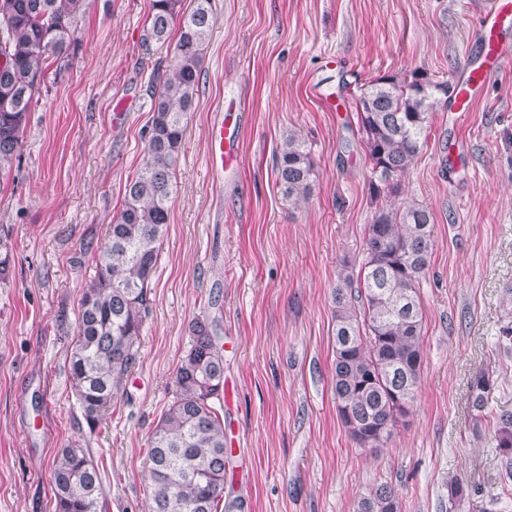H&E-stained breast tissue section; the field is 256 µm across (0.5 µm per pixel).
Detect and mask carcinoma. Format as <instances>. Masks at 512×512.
<instances>
[{"label":"carcinoma","instance_id":"1","mask_svg":"<svg viewBox=\"0 0 512 512\" xmlns=\"http://www.w3.org/2000/svg\"><path fill=\"white\" fill-rule=\"evenodd\" d=\"M86 9V0H0L1 181L20 163L28 114L50 72L61 71L75 55L77 24ZM215 24L211 0H194L188 11L182 0H152L144 44L164 42L174 32V53L153 69L146 154L126 181L116 222L94 251L95 274L81 298L70 355L72 393L91 431L136 363L152 310L158 247L170 224L184 116L194 107ZM439 87L414 70L383 75L361 89L357 118L374 201L401 193L402 178L427 144ZM274 171L283 198H309L315 165L305 140L288 133ZM431 224V212L415 202L376 205L358 274L341 270L332 291L335 342L352 337L349 347H335L336 409L359 448L387 446L417 396L423 365L420 280L434 249ZM13 262L12 235L1 227V284L9 282ZM190 331V348L176 368V396L148 441L150 512H218L224 497L225 427L212 405L224 393V352L208 318L193 319ZM494 384L487 369L470 379L478 436ZM487 433L502 460L500 481H512V413L493 417ZM51 479L57 512H97L106 500L98 465L78 441L55 455ZM470 494L469 484L448 482L450 506ZM355 512H399L395 489H368Z\"/></svg>","mask_w":512,"mask_h":512}]
</instances>
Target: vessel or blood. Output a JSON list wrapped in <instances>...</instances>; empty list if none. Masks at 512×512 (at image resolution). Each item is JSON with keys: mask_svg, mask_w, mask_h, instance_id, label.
<instances>
[{"mask_svg": "<svg viewBox=\"0 0 512 512\" xmlns=\"http://www.w3.org/2000/svg\"><path fill=\"white\" fill-rule=\"evenodd\" d=\"M479 27L482 33L480 60L457 91L453 107L458 112L469 111L485 84L512 58V0H491L481 12ZM212 142L213 167L231 166L237 150L234 135L219 126L213 131Z\"/></svg>", "mask_w": 512, "mask_h": 512, "instance_id": "b4317fda", "label": "vessel or blood"}]
</instances>
